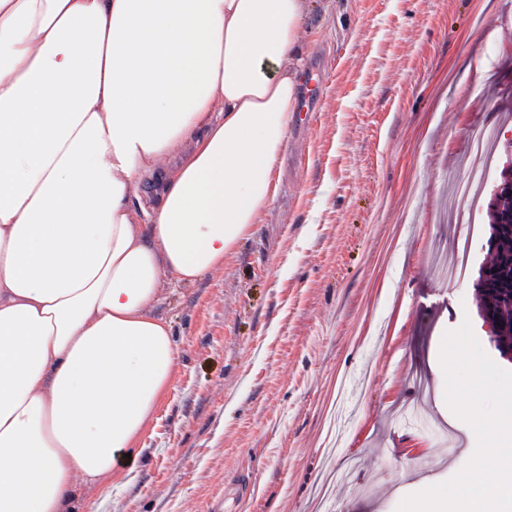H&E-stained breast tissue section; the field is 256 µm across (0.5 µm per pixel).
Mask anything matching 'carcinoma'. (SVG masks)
<instances>
[{"label": "carcinoma", "mask_w": 512, "mask_h": 512, "mask_svg": "<svg viewBox=\"0 0 512 512\" xmlns=\"http://www.w3.org/2000/svg\"><path fill=\"white\" fill-rule=\"evenodd\" d=\"M503 186L490 235L495 240V259L490 266L481 268L483 275L479 276L483 312L500 323L495 343L502 353L512 347V180Z\"/></svg>", "instance_id": "cac0c4a2"}]
</instances>
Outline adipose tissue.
I'll return each mask as SVG.
<instances>
[{"instance_id":"obj_1","label":"adipose tissue","mask_w":512,"mask_h":512,"mask_svg":"<svg viewBox=\"0 0 512 512\" xmlns=\"http://www.w3.org/2000/svg\"><path fill=\"white\" fill-rule=\"evenodd\" d=\"M308 11L0 0V512H66L135 448L173 377L161 284L215 271L278 194Z\"/></svg>"}]
</instances>
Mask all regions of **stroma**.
I'll return each mask as SVG.
<instances>
[{
    "instance_id": "stroma-1",
    "label": "stroma",
    "mask_w": 512,
    "mask_h": 512,
    "mask_svg": "<svg viewBox=\"0 0 512 512\" xmlns=\"http://www.w3.org/2000/svg\"><path fill=\"white\" fill-rule=\"evenodd\" d=\"M302 64L321 75L297 113L280 193L224 264L165 280L173 383L108 483L76 479L72 512H396L471 457L444 399L445 331L478 314L469 226L491 233L512 173V0H315ZM494 128L473 216L449 210L471 134ZM252 474L243 496L225 484ZM471 250V236L470 233L465 237H462L457 242V254L458 259L455 264L443 265L439 269V274L444 280H448L450 283L460 281L466 272L467 262Z\"/></svg>"
}]
</instances>
